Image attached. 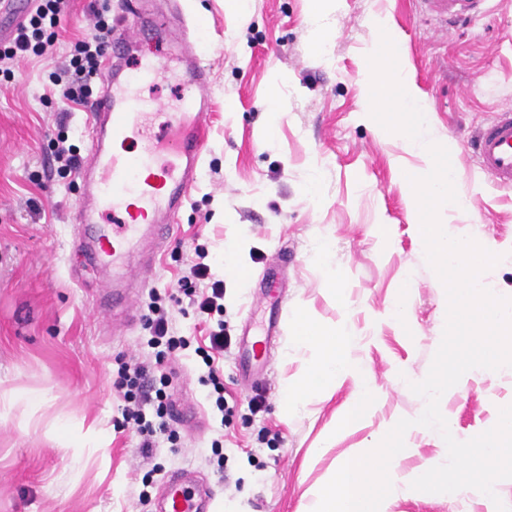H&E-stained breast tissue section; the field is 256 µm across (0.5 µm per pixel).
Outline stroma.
Returning <instances> with one entry per match:
<instances>
[{
	"instance_id": "1",
	"label": "stroma",
	"mask_w": 512,
	"mask_h": 512,
	"mask_svg": "<svg viewBox=\"0 0 512 512\" xmlns=\"http://www.w3.org/2000/svg\"><path fill=\"white\" fill-rule=\"evenodd\" d=\"M181 2L200 23L212 69L208 147L180 232L135 300L134 324L98 311L104 277L72 267L70 215L82 184L77 174L57 173L53 160L57 138L82 157L91 146L85 108L52 92L49 74L68 65L72 42L93 36L90 10L101 0H70L52 52L0 75V512H158L161 481L177 469L208 481L216 512H304L307 491L332 464L368 447L389 422L414 418L424 400L405 378L427 376L447 299L401 177L424 159L400 137L382 135L363 111L371 18L388 20L430 135L452 153L455 188L473 204L454 226L479 229L512 253V188L485 177L470 147L479 127L512 106V0H486L480 16L449 23L421 0H332V34L320 49L306 23L310 0H247L240 13L225 0ZM199 244L208 248L212 279L224 283L220 324L230 338L208 365L200 350L219 323L178 292ZM332 273L343 284L338 297L323 286ZM401 295L408 331L388 315ZM155 302L181 342L167 363L169 390L199 405L203 424L171 421L175 439L159 436L145 457L133 430L114 428L124 406L115 382L125 362L154 364L159 349L144 320ZM274 316L281 334L268 348L265 381L244 384L239 355ZM302 316L347 323L351 356L372 375L374 403L348 426L340 421L354 391L349 380L304 408L285 407V389L309 356L291 340ZM212 372L237 403L232 416L215 406ZM490 388L496 401L512 402V377L492 383L478 375L466 397L448 399L459 436L487 430ZM259 392L265 406L254 414L247 403ZM29 393L41 396L39 406L26 401ZM325 441L326 454L308 459ZM410 443L402 472L447 460L435 431H413ZM498 488L495 501L473 493L451 503L401 485L388 512H496V502L512 505V479Z\"/></svg>"
}]
</instances>
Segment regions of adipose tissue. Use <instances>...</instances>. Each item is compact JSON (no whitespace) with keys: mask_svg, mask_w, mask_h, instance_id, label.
I'll return each mask as SVG.
<instances>
[{"mask_svg":"<svg viewBox=\"0 0 512 512\" xmlns=\"http://www.w3.org/2000/svg\"><path fill=\"white\" fill-rule=\"evenodd\" d=\"M293 341L309 349L312 358L303 376L289 385L288 406H303L316 391L349 379L355 386V399L347 419H359L367 412L372 399L371 380L364 368L350 357L353 339L346 324L325 327L303 318L294 331Z\"/></svg>","mask_w":512,"mask_h":512,"instance_id":"adipose-tissue-1","label":"adipose tissue"}]
</instances>
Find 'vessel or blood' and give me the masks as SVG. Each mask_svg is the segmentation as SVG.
<instances>
[{"label": "vessel or blood", "instance_id": "vessel-or-blood-1", "mask_svg": "<svg viewBox=\"0 0 512 512\" xmlns=\"http://www.w3.org/2000/svg\"><path fill=\"white\" fill-rule=\"evenodd\" d=\"M426 9L448 20H467L485 0H422ZM150 0H127L113 20L112 47L102 71L101 92L90 115L91 148L79 169L83 198L72 215L81 229L76 245L83 261L112 275V286L97 306L121 309L134 321L132 298L149 282L159 243L177 233L176 217L195 186L207 145L210 99L206 90L211 71L205 54L190 38V23L179 0L169 20L182 66L180 98L166 115V132L151 133L142 85L166 67L158 56L139 58L126 72L121 58L129 40L131 18H145ZM143 142L140 152L119 151L127 140ZM480 171L503 187H512V108L496 113L472 141ZM167 163H160V156ZM160 512H211L215 493L207 483L193 488L186 473L166 475Z\"/></svg>", "mask_w": 512, "mask_h": 512}]
</instances>
